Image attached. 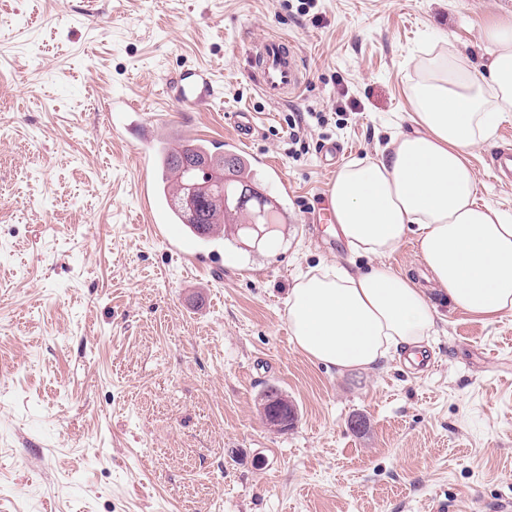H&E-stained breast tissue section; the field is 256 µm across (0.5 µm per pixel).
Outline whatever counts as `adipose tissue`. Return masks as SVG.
<instances>
[{"label":"adipose tissue","instance_id":"obj_1","mask_svg":"<svg viewBox=\"0 0 512 512\" xmlns=\"http://www.w3.org/2000/svg\"><path fill=\"white\" fill-rule=\"evenodd\" d=\"M487 63L468 66L452 49L431 51L410 87L411 133L374 160L339 169L332 219L356 254L384 257L414 233L428 286L405 273L325 267L288 293L296 347L328 368L369 372L392 354L416 359L435 332L430 287L473 317L512 311V215L479 204L470 150L494 138L512 112V17L484 27Z\"/></svg>","mask_w":512,"mask_h":512}]
</instances>
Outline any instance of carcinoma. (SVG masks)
<instances>
[{"label": "carcinoma", "mask_w": 512, "mask_h": 512, "mask_svg": "<svg viewBox=\"0 0 512 512\" xmlns=\"http://www.w3.org/2000/svg\"><path fill=\"white\" fill-rule=\"evenodd\" d=\"M160 156L167 158L166 165L159 168L162 189L170 197L177 196L182 185L189 182L201 184L198 217L186 220L182 211L176 207L170 213L178 224H186L195 232L205 231L208 237L240 236L244 224H284L286 213L275 205L261 212L253 207L249 210L237 209L230 205L221 207L213 199L222 196L232 198L243 187L255 185V174L240 159L224 158L223 178L212 180L203 177V173L189 166L193 159L212 157L217 150L196 140L178 143H164L158 147Z\"/></svg>", "instance_id": "carcinoma-1"}]
</instances>
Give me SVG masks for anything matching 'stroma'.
<instances>
[{
  "label": "stroma",
  "mask_w": 512,
  "mask_h": 512,
  "mask_svg": "<svg viewBox=\"0 0 512 512\" xmlns=\"http://www.w3.org/2000/svg\"><path fill=\"white\" fill-rule=\"evenodd\" d=\"M0 0V512H503L512 504V312L481 321L436 298L435 366L338 373L291 340L288 292L334 264L427 273L414 236L383 258L322 222L336 176L322 149L368 160L411 131L409 90L432 49L470 65L512 0ZM294 39L305 81L268 101L251 42ZM189 66L222 88L191 110L162 94ZM170 142L215 146L256 116L261 184L288 213L278 245L169 250L165 204L117 106ZM323 113L289 152L287 118ZM470 161L480 202L512 213L492 153ZM277 387L284 432L259 412ZM362 428H352L354 420Z\"/></svg>",
  "instance_id": "obj_1"
}]
</instances>
